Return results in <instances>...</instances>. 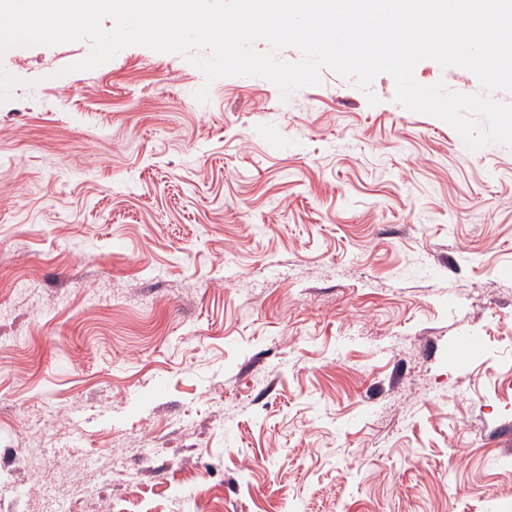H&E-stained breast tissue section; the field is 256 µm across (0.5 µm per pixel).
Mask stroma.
I'll list each match as a JSON object with an SVG mask.
<instances>
[{"instance_id": "35a3bbf8", "label": "stroma", "mask_w": 512, "mask_h": 512, "mask_svg": "<svg viewBox=\"0 0 512 512\" xmlns=\"http://www.w3.org/2000/svg\"><path fill=\"white\" fill-rule=\"evenodd\" d=\"M89 50L0 57V512H512V146Z\"/></svg>"}]
</instances>
